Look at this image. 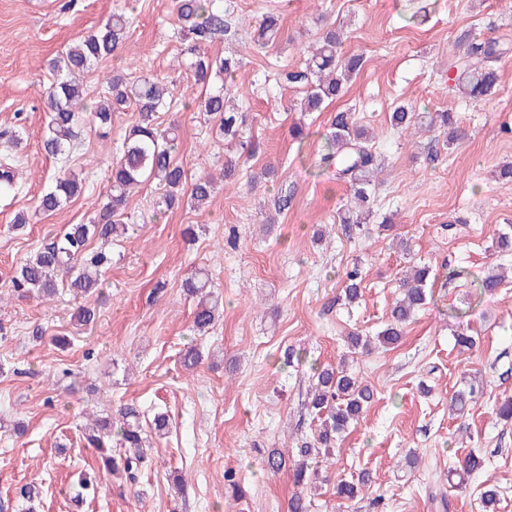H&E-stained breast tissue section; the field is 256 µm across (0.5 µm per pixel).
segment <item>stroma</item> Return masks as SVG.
Instances as JSON below:
<instances>
[{"mask_svg": "<svg viewBox=\"0 0 512 512\" xmlns=\"http://www.w3.org/2000/svg\"><path fill=\"white\" fill-rule=\"evenodd\" d=\"M287 7L277 44L260 49L242 33L208 47L241 61L233 83L245 96L242 141L256 144V155L203 210L154 214L151 184L131 197L129 230L112 243L103 294L84 301L96 308V325L77 322L79 302L67 293L0 302L5 512H26L19 489L32 481L42 486L35 512H287L292 470L271 471L267 454L281 449L291 464L315 433L307 407L314 367L338 366L349 336L382 330L403 272L424 263L435 273L427 305L397 344L354 357L352 370L374 398L320 463L311 512H485L481 494L492 486L496 512H512V420L494 411L512 399V253L495 249L498 234L512 231V182L497 177L512 162V0H290ZM121 9L131 17L128 39L84 76L88 98L116 72L164 78L177 103L160 120L179 125L187 179L220 176L241 153V141L217 138L214 123L185 107L201 88L177 66L186 42L173 0H0V161L20 178L18 193L0 196V288L42 244L88 223L106 199L135 112L116 113L105 139L80 124L69 156L54 158L42 147L43 100L51 60ZM330 27L342 28L343 50L362 55L364 66L327 108L296 111L305 90L281 84L279 73L300 66L309 43ZM469 37L507 49L496 93L474 101L459 93L449 68L456 44ZM401 104L454 113L464 138L450 143L435 129L405 139L390 122ZM338 111L353 113L385 159L373 217L351 233L339 222L349 187L319 164ZM295 125L308 132L305 143L290 136ZM64 169L85 190L53 215L36 212L37 197ZM285 191L292 205L275 213L273 198ZM20 214L27 223L17 230ZM198 268L222 306L210 333L195 337V302L183 282ZM354 268L362 295L351 303L344 280ZM499 268L504 283L481 293L480 279ZM460 330L475 337L473 351L456 347ZM190 342L202 360L187 370L179 352ZM471 384L479 391L466 418L456 419L449 401ZM100 403L147 413L150 463L137 485L106 471L84 439ZM157 412L168 415V434H156ZM472 452L482 468L449 485V465ZM228 470L241 497L225 490ZM363 472L371 486L362 498H337V482ZM82 474L95 479V491L80 493Z\"/></svg>", "mask_w": 512, "mask_h": 512, "instance_id": "35a3bbf8", "label": "stroma"}]
</instances>
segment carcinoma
Returning a JSON list of instances; mask_svg holds the SVG:
<instances>
[{"instance_id": "carcinoma-1", "label": "carcinoma", "mask_w": 512, "mask_h": 512, "mask_svg": "<svg viewBox=\"0 0 512 512\" xmlns=\"http://www.w3.org/2000/svg\"><path fill=\"white\" fill-rule=\"evenodd\" d=\"M180 35L190 38L182 51L180 66L190 71L195 80L206 85L203 98L195 104L198 112L218 123L220 134L234 136L242 120L241 107L231 105L234 94L224 86V78L232 77L239 62L232 58H212L202 47L230 33L232 12L223 0H174ZM280 16L269 14L257 17L250 25V38L259 49L274 44L280 35ZM130 17L123 12L112 13L105 22L88 30L70 44L52 62L54 81L46 102L48 121L43 135L44 151L51 156L70 153L77 137L76 127L81 115L99 131L108 136L112 117L132 107L138 113L119 147L112 163L111 189L107 202L97 210L88 224H71L58 239L36 250L33 257L23 262L9 280L11 294L19 298L38 296L51 298L59 287H68L75 294L91 295L101 288L110 265V254L100 250L88 251V243L96 238L108 242L127 233L123 222L131 193L140 185L154 182L158 196L154 211L164 213L185 201L183 193L186 176L174 154L179 146L177 135L169 129H160L158 114L173 106V94L168 82L157 77L126 80L121 74L107 78V89L99 100L90 104L80 77L98 63L112 58L126 42ZM507 53L494 40L471 39L462 47L456 60V81L459 91L467 98L479 99L493 93L499 82L495 64ZM363 66L359 55L342 52V41L336 29L331 28L309 46L305 64L284 73L291 85L306 88L301 100L303 112H316L325 103H331L344 91L345 84ZM391 124L400 133L410 129L436 126L449 130V139L461 135L454 126L450 112H419L412 106H400L391 114ZM380 154L373 138L357 128L352 113L339 111L334 115L330 131L325 135V149L320 163L336 172L338 179L349 185L354 207L344 212L340 223L349 230L366 223L370 215L372 182L378 174ZM16 171L10 165H0V194L17 189ZM81 192L78 177L65 171L59 173L51 188L37 200L36 211L52 214L62 209ZM214 192L209 176L197 178L190 187V200L200 207ZM429 267L415 266L400 281L401 298L390 312L385 328L376 340L381 344H396L404 326L427 303ZM361 275L358 269L346 273L345 297L353 302L360 296ZM209 280L198 272L185 280L184 290L198 301L193 310L191 331L197 335L209 332L216 318L217 299L207 291ZM316 387L309 400L312 414L320 421L314 442L300 448L304 460L295 464L292 478L296 486L305 488L316 470L308 467L305 458L329 452L336 441L355 425L364 408L372 401L371 386L358 380L344 369L324 367L315 371ZM117 437L118 455L105 457L107 469L121 472L134 485L148 464L140 426V410L134 405L104 408L86 428L89 446L102 449L104 441ZM370 487L369 474L357 480L341 481L336 485V496L354 500Z\"/></svg>"}]
</instances>
